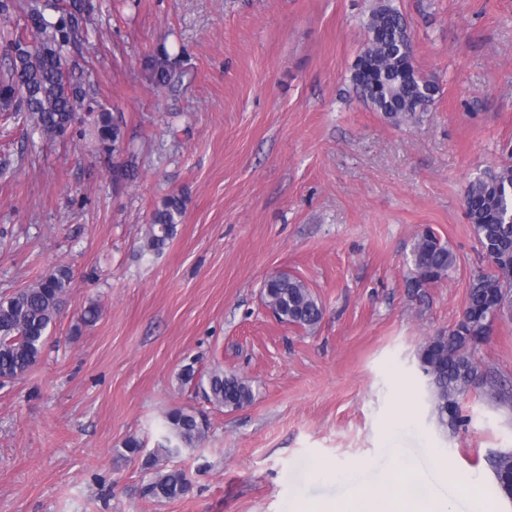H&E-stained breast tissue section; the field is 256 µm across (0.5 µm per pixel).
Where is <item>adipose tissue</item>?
Returning <instances> with one entry per match:
<instances>
[{
    "label": "adipose tissue",
    "mask_w": 512,
    "mask_h": 512,
    "mask_svg": "<svg viewBox=\"0 0 512 512\" xmlns=\"http://www.w3.org/2000/svg\"><path fill=\"white\" fill-rule=\"evenodd\" d=\"M364 469L361 463L336 470L323 461L309 463L313 476L333 474L337 482L349 486L350 492L311 507L299 503L290 512H450L452 508L445 495L427 485L415 462L401 459L398 472L385 475L375 486L364 483Z\"/></svg>",
    "instance_id": "obj_1"
}]
</instances>
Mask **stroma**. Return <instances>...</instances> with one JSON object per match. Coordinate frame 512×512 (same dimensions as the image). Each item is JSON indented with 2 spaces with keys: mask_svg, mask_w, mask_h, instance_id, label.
<instances>
[{
  "mask_svg": "<svg viewBox=\"0 0 512 512\" xmlns=\"http://www.w3.org/2000/svg\"><path fill=\"white\" fill-rule=\"evenodd\" d=\"M91 2L64 50L87 90L79 134L0 121V296L73 272L41 361L0 387V512H287L344 493L309 474L314 460L365 463L379 482L398 422L409 458L451 465L497 503L485 457L512 448V408L471 393L468 423L439 427L416 357L491 270L464 193L512 151V0H392L439 86L400 126L350 83L374 0ZM163 56L158 88L149 67ZM101 112L123 118L120 151L94 133ZM171 195L185 199L177 232L145 252ZM427 229L457 265L418 292L409 256ZM277 273L322 304L315 328L268 312L261 289ZM92 303L98 318L81 324ZM476 359L512 386V318ZM189 366L247 378L253 403L212 406L182 383ZM176 407L205 412L208 437L151 465ZM158 467L185 470L191 492L145 497Z\"/></svg>",
  "mask_w": 512,
  "mask_h": 512,
  "instance_id": "35a3bbf8",
  "label": "stroma"
}]
</instances>
